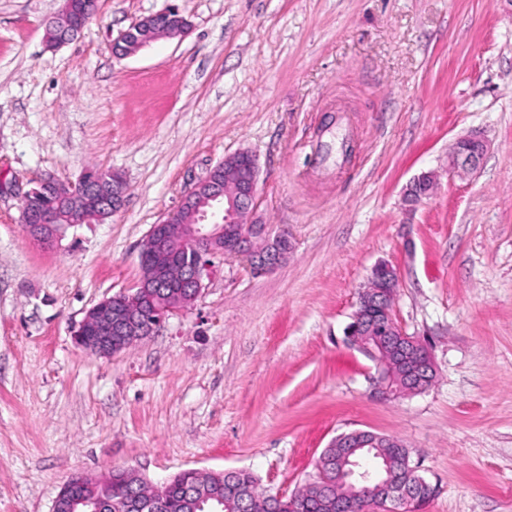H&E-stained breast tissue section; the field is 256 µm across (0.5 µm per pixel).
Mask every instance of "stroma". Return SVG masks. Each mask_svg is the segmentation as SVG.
<instances>
[{
  "mask_svg": "<svg viewBox=\"0 0 512 512\" xmlns=\"http://www.w3.org/2000/svg\"><path fill=\"white\" fill-rule=\"evenodd\" d=\"M177 4L185 37L112 43ZM63 0H0V512H51L71 474L249 472L271 495L316 476L337 435L402 439L434 487L422 512H512V0H97L47 47ZM480 169L448 168L471 131ZM260 167L257 214L292 248L273 272L215 259L194 305L104 358L73 332L134 290L146 236L224 156ZM121 174L106 220L54 247L20 222L41 175ZM433 172L415 208L406 185ZM437 368L369 395L344 341L372 268Z\"/></svg>",
  "mask_w": 512,
  "mask_h": 512,
  "instance_id": "obj_1",
  "label": "stroma"
}]
</instances>
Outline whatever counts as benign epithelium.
Returning a JSON list of instances; mask_svg holds the SVG:
<instances>
[{
	"instance_id": "1",
	"label": "benign epithelium",
	"mask_w": 512,
	"mask_h": 512,
	"mask_svg": "<svg viewBox=\"0 0 512 512\" xmlns=\"http://www.w3.org/2000/svg\"><path fill=\"white\" fill-rule=\"evenodd\" d=\"M73 0H65L59 12L63 18V26L59 36L49 42V46H62L73 39ZM175 22L180 28V34H185L189 24L179 10L171 7L167 10L149 15L141 22L153 25L169 24ZM488 142L477 134H469L456 139L448 152L449 167L463 172H474L480 168L486 153ZM241 177L231 192L224 191V186L215 177L216 168H211L207 175L197 181L188 191L179 204L181 208L194 209L199 204H207L211 208L203 213L196 224H174V214H168L165 219L155 224L149 230L147 243L158 254L169 259L177 258L179 250L171 247L172 242L182 244V250L191 254V262L181 269L183 275L174 280L168 274V267L158 265L151 274L143 277L132 292H119L106 298L89 309L78 328L74 331L75 344L99 356H109L123 351L132 340L145 339L157 332L167 316L182 311L193 305L204 289V278L209 275L211 259L217 255L242 256L254 275H262L275 270L281 264V255L278 243L286 240L283 235H271L268 225L251 219L257 208V194L259 183V165L257 155L249 151L241 159ZM427 173L423 172L410 182L406 190L407 200L418 203L430 197L434 188L425 192L419 191L420 184ZM94 178L89 172H84L75 184L67 185L70 196L73 198L95 197L98 204L106 212L120 211L124 206L126 189L117 186L112 193L92 194L90 183ZM60 186V182L52 175H44L35 181V186L25 195V198L34 197L44 192H52ZM42 223L37 224L35 220ZM22 223L30 236L45 246L57 243L60 233L57 225L46 224V217L40 218L26 214L21 217ZM258 237L270 240V247L263 252L256 251L252 243ZM377 276L379 287L363 289L358 296V311L353 315V325L347 328L345 335L351 346L360 351L374 363L375 373L370 376L373 396L386 400L395 395L385 377L384 362L380 359V352L386 348L387 342L370 337L364 333L362 322L366 319H383L386 323V334H404L403 328L398 325L393 310L396 295L392 283L399 280L398 272L391 265L380 263L373 268ZM177 282L178 287L184 289V297L178 303H162L152 305L151 311L135 315L130 306H138L145 300L156 298V289L170 286ZM381 435L369 430H354L341 434L334 439L336 447L348 449V454L368 448H377L380 445ZM317 475L315 482L322 486H332L345 478L344 472L325 467L322 463L316 465ZM128 471L107 476L102 480V486L107 489V495L94 499L81 496L85 488L94 487V481L81 473L72 475L64 484L55 505L70 512H76L83 507L86 512H111L112 510V483L126 478ZM359 489L349 499L337 502L338 512H401L411 509L421 498L422 490L426 486V479L419 473V466L406 465L405 473L396 478L393 474L384 477L371 474L364 470L360 477L355 479ZM169 482L158 486L159 494L144 498L137 492H131L122 497L124 512H165L167 501L164 497Z\"/></svg>"
}]
</instances>
